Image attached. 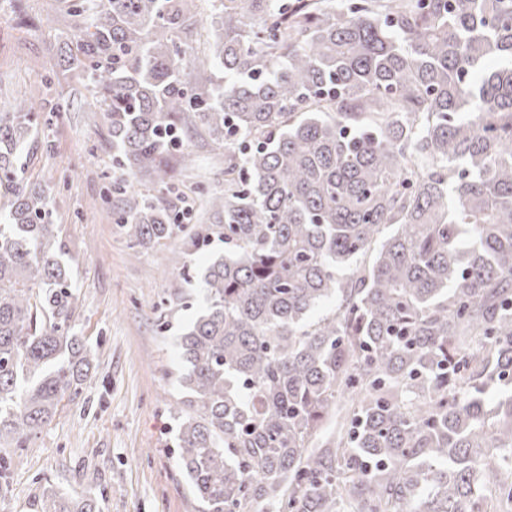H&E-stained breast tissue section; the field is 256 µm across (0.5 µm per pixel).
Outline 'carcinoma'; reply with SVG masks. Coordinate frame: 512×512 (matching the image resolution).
<instances>
[{
	"instance_id": "1",
	"label": "carcinoma",
	"mask_w": 512,
	"mask_h": 512,
	"mask_svg": "<svg viewBox=\"0 0 512 512\" xmlns=\"http://www.w3.org/2000/svg\"><path fill=\"white\" fill-rule=\"evenodd\" d=\"M64 2L56 67L118 170L167 189L185 127L224 146L187 240L224 254L169 406L201 512H512V0ZM42 108L0 97L1 448L91 365L77 259L21 163ZM114 190L134 257L189 215ZM41 512L100 507L48 488Z\"/></svg>"
}]
</instances>
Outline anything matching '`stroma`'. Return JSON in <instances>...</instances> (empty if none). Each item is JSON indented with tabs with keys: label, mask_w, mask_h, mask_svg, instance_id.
I'll use <instances>...</instances> for the list:
<instances>
[{
	"label": "stroma",
	"mask_w": 512,
	"mask_h": 512,
	"mask_svg": "<svg viewBox=\"0 0 512 512\" xmlns=\"http://www.w3.org/2000/svg\"><path fill=\"white\" fill-rule=\"evenodd\" d=\"M68 26L62 0H0V95L30 92L64 112L38 115L36 142L22 156L25 175L50 189V204L66 250L77 256L72 323L93 350V365L76 398H64L52 422L27 447L5 448L0 512H40L46 488L99 498L102 512H198L170 449L176 426L168 405L178 337L203 303L201 275L211 251L187 253L182 232L130 257L102 191L123 178L137 191L142 175L112 166L107 119L77 80L52 74ZM193 169L176 174L175 194L207 223L199 188H224V151L203 132L184 138ZM191 282H184V275ZM188 287L184 307H169L174 289Z\"/></svg>",
	"instance_id": "35a3bbf8"
}]
</instances>
